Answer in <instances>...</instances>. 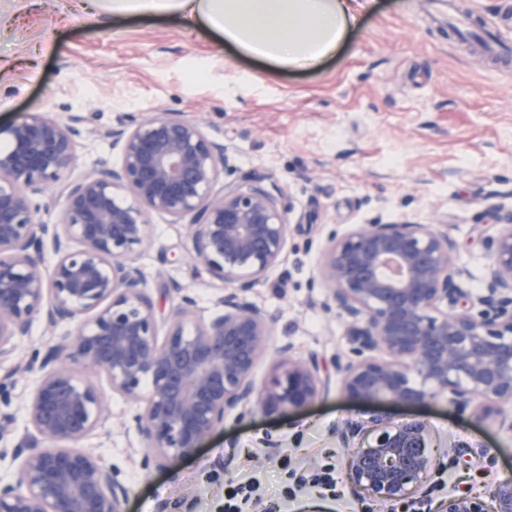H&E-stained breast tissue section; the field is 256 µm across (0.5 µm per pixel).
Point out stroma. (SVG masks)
<instances>
[{"label":"stroma","mask_w":512,"mask_h":512,"mask_svg":"<svg viewBox=\"0 0 512 512\" xmlns=\"http://www.w3.org/2000/svg\"><path fill=\"white\" fill-rule=\"evenodd\" d=\"M476 27L512 37V0H456ZM29 112L56 119L89 117L70 179L117 163L103 129L127 116L166 112L201 122L209 137L233 149L239 171L278 176L293 225L285 259L245 297L271 323V349L259 362L256 388L268 383L276 348L326 361L346 355V321L322 310L316 284L326 236L373 219L453 225L456 260L480 291L490 255L473 227L492 204L512 196V56L488 54L437 20L429 0H374L345 44L317 66L300 69L254 60L174 18L133 19L88 14L81 0H0V124ZM150 234L136 263L147 293L174 313L180 283L196 300L194 317L218 308L219 283L192 256L182 225L148 216ZM48 336L33 324L14 356L0 362V412L23 431L37 379L25 366ZM133 403L111 394L102 429L80 443L119 469L129 487V512H221L238 473L259 481L253 512H267L281 490L295 512H416L355 496L347 451L337 426L363 408L339 389L295 417L253 408L230 414L198 453L164 468L144 466L131 422ZM393 420L419 418L440 466L424 480L440 502L468 487L487 495L512 478V432L502 422L512 405L483 413L457 410L446 399L406 408L388 406ZM334 465L339 494L311 490Z\"/></svg>","instance_id":"obj_1"}]
</instances>
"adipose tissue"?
<instances>
[{
	"instance_id": "adipose-tissue-1",
	"label": "adipose tissue",
	"mask_w": 512,
	"mask_h": 512,
	"mask_svg": "<svg viewBox=\"0 0 512 512\" xmlns=\"http://www.w3.org/2000/svg\"><path fill=\"white\" fill-rule=\"evenodd\" d=\"M370 0H87L93 15L172 14L258 58L309 67L333 54Z\"/></svg>"
}]
</instances>
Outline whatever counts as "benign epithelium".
Returning a JSON list of instances; mask_svg holds the SVG:
<instances>
[{"mask_svg": "<svg viewBox=\"0 0 512 512\" xmlns=\"http://www.w3.org/2000/svg\"><path fill=\"white\" fill-rule=\"evenodd\" d=\"M84 122L33 112L0 126V361L34 322L51 335L24 368L40 371L27 426L13 448H0V461L18 463L17 481L0 484V512H126L120 471L76 447L102 427L109 390L137 405L132 423L149 450L146 465L193 454L231 412L243 416L254 404L297 411L336 383L357 402L444 397L464 410L479 399L486 412L512 403V207L492 206L494 234L474 227L491 255L476 294L446 224L377 219L330 232L318 268L321 307L345 317L349 355L329 367L284 344L258 394L254 372L271 327L245 293L286 253L292 209L279 179L249 171L220 182L232 167L230 146L169 112L104 130L119 164L66 182ZM53 184L61 205L48 224L30 195ZM151 212L185 227L194 259L222 284L221 313L209 321L193 319L195 300L183 295L160 333L134 264ZM61 326L67 332L54 337ZM337 434L346 445L358 441L347 458L353 494L428 499L423 478L434 458L425 421L373 412ZM443 512H512V480L494 484L486 500L453 495Z\"/></svg>", "mask_w": 512, "mask_h": 512, "instance_id": "7a95c632", "label": "benign epithelium"}]
</instances>
